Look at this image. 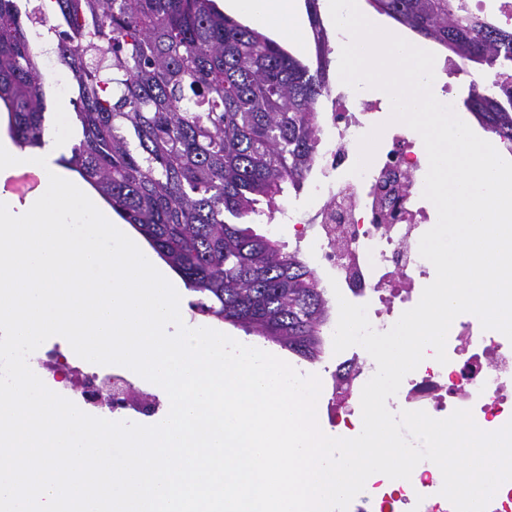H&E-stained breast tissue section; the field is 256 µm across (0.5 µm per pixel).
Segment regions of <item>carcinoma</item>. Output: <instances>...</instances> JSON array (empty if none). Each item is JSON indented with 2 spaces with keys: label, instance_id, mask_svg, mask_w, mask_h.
I'll use <instances>...</instances> for the list:
<instances>
[{
  "label": "carcinoma",
  "instance_id": "1",
  "mask_svg": "<svg viewBox=\"0 0 512 512\" xmlns=\"http://www.w3.org/2000/svg\"><path fill=\"white\" fill-rule=\"evenodd\" d=\"M305 2L313 67L214 0H54L52 23L0 0V100L16 143L41 146L46 99L27 27H45L75 80L82 128L62 163L183 278L193 313L314 362L330 322L317 272L245 226L300 190L318 155L330 60L318 0ZM369 2L497 74L495 90L469 85L464 105L512 149V24L471 0Z\"/></svg>",
  "mask_w": 512,
  "mask_h": 512
}]
</instances>
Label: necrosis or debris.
Returning <instances> with one entry per match:
<instances>
[{"mask_svg": "<svg viewBox=\"0 0 512 512\" xmlns=\"http://www.w3.org/2000/svg\"><path fill=\"white\" fill-rule=\"evenodd\" d=\"M379 108L375 100H336L337 117L324 133L325 149L315 162L318 207L313 221L321 232L310 239L309 249L317 267L335 275L349 302L361 305L374 297L389 308L412 301L429 266L419 252L420 227L429 218L422 205L429 164L397 134L380 164L352 174L359 140L366 133L363 115ZM446 352L448 363L425 360L406 375L397 393L400 409L422 410L434 418L468 409L478 427L489 432L512 421V341L464 317L452 324ZM28 363L38 377L63 375L67 390L89 403L103 383L116 389L130 385L125 376L95 366L72 369L56 353H32ZM376 370V363L357 354L337 366L330 401L343 429L359 428L362 388ZM442 485L424 460L381 505L387 512H401L402 505L413 501L422 512H446Z\"/></svg>", "mask_w": 512, "mask_h": 512, "instance_id": "necrosis-or-debris-1", "label": "necrosis or debris"}]
</instances>
